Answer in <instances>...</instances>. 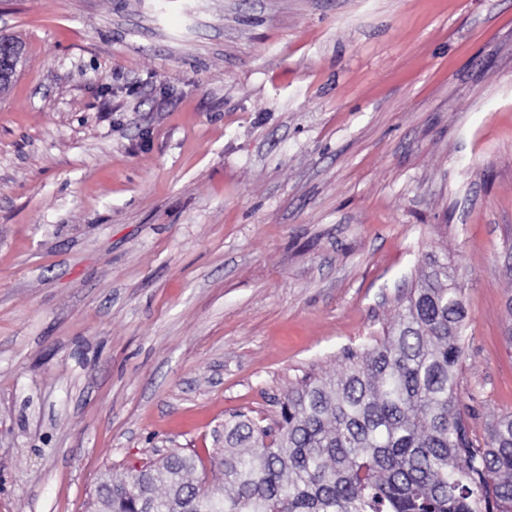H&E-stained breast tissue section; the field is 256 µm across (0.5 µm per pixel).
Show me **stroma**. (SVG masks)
<instances>
[{
	"mask_svg": "<svg viewBox=\"0 0 512 512\" xmlns=\"http://www.w3.org/2000/svg\"><path fill=\"white\" fill-rule=\"evenodd\" d=\"M0 512L211 461L382 340L428 254L512 414V0H0Z\"/></svg>",
	"mask_w": 512,
	"mask_h": 512,
	"instance_id": "stroma-1",
	"label": "stroma"
}]
</instances>
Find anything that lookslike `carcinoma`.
Masks as SVG:
<instances>
[{
	"mask_svg": "<svg viewBox=\"0 0 512 512\" xmlns=\"http://www.w3.org/2000/svg\"><path fill=\"white\" fill-rule=\"evenodd\" d=\"M430 256L383 342L346 352L339 375L288 389L280 420L224 422L214 459L171 451L124 478L102 477L100 512H512V415L469 437L458 396L466 310Z\"/></svg>",
	"mask_w": 512,
	"mask_h": 512,
	"instance_id": "1",
	"label": "carcinoma"
}]
</instances>
